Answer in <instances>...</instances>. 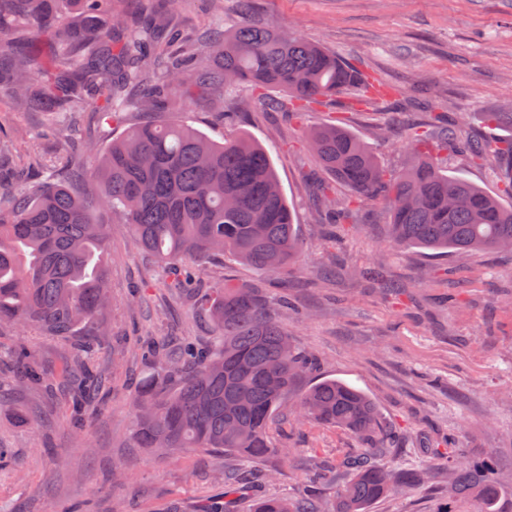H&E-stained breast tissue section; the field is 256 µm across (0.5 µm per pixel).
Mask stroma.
Returning <instances> with one entry per match:
<instances>
[{
    "label": "stroma",
    "instance_id": "obj_1",
    "mask_svg": "<svg viewBox=\"0 0 512 512\" xmlns=\"http://www.w3.org/2000/svg\"><path fill=\"white\" fill-rule=\"evenodd\" d=\"M173 10L178 24L200 29L240 20L237 0H224L218 14L205 12L200 0H177ZM254 19L323 44L386 94L357 107L362 91L351 89L314 106L300 125L257 106L256 92L245 85L231 95L251 107L234 120L203 96L175 112L214 140L244 132L262 142L307 244L286 284L228 257L203 267L202 284L229 280L286 291L307 316H288L284 326L317 360L304 385L336 378L361 389L382 422L401 433V446L382 463L424 468L427 478L370 512H462L464 501L448 497L452 445L471 461L493 458L502 507L512 512V254L459 258L389 246L382 206L352 201L339 184L334 195L349 206L350 224L330 242L312 219L315 187L328 176L301 143L302 125L340 122L373 147L384 169L396 170L409 158L408 130L428 119L421 100L436 97L438 111L463 134L477 131L475 113L512 110V0H256ZM0 140L34 157L54 150L38 114L3 101ZM441 158L449 174L499 194L491 167L452 148ZM94 215L106 224L111 245L108 328L125 345L118 354L97 351L93 364L107 385L77 419L65 407L72 377L67 341L33 327H0V351L27 347L53 380L52 391L18 385L0 400V512H165L173 502L195 512L202 500L222 496L217 469L241 468L242 460L201 451L161 457L136 447L128 398L146 374L140 338L206 345L212 325L188 296L166 288L164 270L135 243L131 225L102 207ZM271 438L300 454L266 461L276 475L259 489L262 498L329 497L332 486L307 480L311 464L335 467L341 483L350 476L346 461L362 448L346 430L290 423L282 414ZM254 497L241 498L237 512H249Z\"/></svg>",
    "mask_w": 512,
    "mask_h": 512
}]
</instances>
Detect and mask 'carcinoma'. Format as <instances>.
I'll list each match as a JSON object with an SVG mask.
<instances>
[{"instance_id": "1", "label": "carcinoma", "mask_w": 512, "mask_h": 512, "mask_svg": "<svg viewBox=\"0 0 512 512\" xmlns=\"http://www.w3.org/2000/svg\"><path fill=\"white\" fill-rule=\"evenodd\" d=\"M124 0H0V97L22 112H37L58 142L53 168L33 179L41 164L10 167L11 190L0 185V324L36 326L71 340L78 382L69 392L80 416L100 386L85 355L103 336L110 255L98 204L134 228L137 244L169 269L167 287L189 292L217 336L208 347L168 350L142 344L149 373L132 400L134 439L140 448L231 452L246 462L296 453L270 440L276 411L293 395L312 364L283 327L294 306L275 303L262 289L229 281L195 288L209 260L226 253L259 271L286 276L304 250L294 214L281 188L271 152L243 135L216 142L164 117L204 93L228 118L247 104H226L224 92L240 84L260 91L300 121L304 112L334 97L360 72L299 33L280 32L251 19L253 0H238L240 24L170 33L166 6L148 15L123 8ZM144 112L141 122L105 150L72 133L85 112L112 122L118 112ZM479 122L503 129L497 139L461 141L439 113L408 134L413 165L386 172L369 145L349 129L323 124L303 143L323 169L355 200L374 198L388 212V238L398 247L457 255L482 250L512 254V205L468 180L448 174L438 154L448 144L471 162L504 171L502 192L512 197V112H482ZM317 220L336 223L331 189H320ZM18 367L0 372L49 385L31 352H15ZM297 421L346 429L370 449L390 448L394 432L363 391L323 379L299 394ZM456 480L448 492L478 503L475 512H499L500 486L489 460L469 462L448 449ZM352 477L329 510L322 499L267 497L253 512H369V506L423 480V471L392 472L359 455L347 462ZM246 476L224 470V496L240 492Z\"/></svg>"}]
</instances>
